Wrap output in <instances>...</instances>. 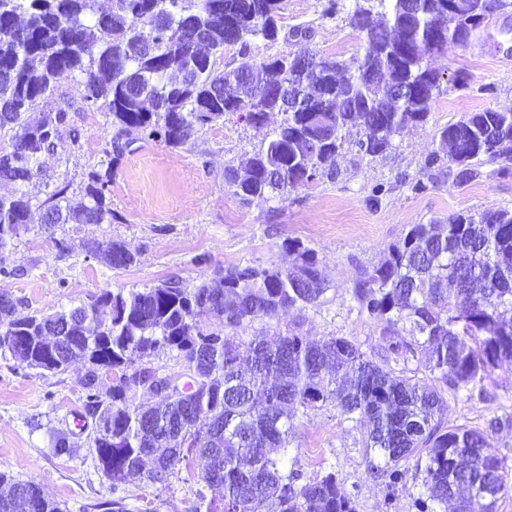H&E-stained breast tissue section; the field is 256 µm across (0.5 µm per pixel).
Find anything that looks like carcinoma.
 <instances>
[{
    "label": "carcinoma",
    "instance_id": "obj_1",
    "mask_svg": "<svg viewBox=\"0 0 512 512\" xmlns=\"http://www.w3.org/2000/svg\"><path fill=\"white\" fill-rule=\"evenodd\" d=\"M282 2L110 0L100 10L97 0H0V132L11 133V150L0 152V184L14 187L0 195V272L30 223L26 184L57 150L68 122L63 109L38 111L59 76L78 77L81 100L109 116L116 134L101 168L88 173L85 202L70 206L62 188L36 206L46 227L112 223V163L129 144L147 136L183 147L200 128L234 114L257 128L270 114L281 119L241 167H224V183L245 202L283 200L313 173L336 175L331 163L348 131H357V154L375 158L403 129L424 123L447 71L438 58L450 45L468 46L507 6L471 0L467 15L452 10V0H416L415 14L405 17L400 0H375L347 14L364 35L362 56L281 51L257 61L251 41L288 42L278 26ZM234 46L238 65L218 67ZM285 84L316 111L282 110ZM436 138L427 164L454 185L479 179L488 164L502 177L512 174V109L467 112ZM285 248L297 255L291 269L235 265L191 288L174 281L126 294L104 289L46 315H16L18 301L1 291L0 353L49 356L56 369L82 363L85 410L99 414L93 443L106 479L142 476L166 485L184 464L202 483L198 512H357L332 471L298 483L293 420L327 406L367 425V473L382 481L387 506L409 491L401 465L413 462L422 487L412 496L416 512L450 501L454 512H498L512 474L488 453L487 431L448 425L447 394L512 366V209L409 225L352 288L358 314L379 336L370 352L344 336L313 343L296 326L273 346L242 342L244 324L301 313L327 291L316 252L298 240ZM96 251L114 269L137 262L121 242ZM204 312L222 343L202 337L196 318ZM46 329L57 336L51 356L37 340ZM160 347L182 357L193 392L144 402L115 383L107 398L96 393L100 367H133ZM433 379L443 388L429 385ZM40 492L0 471V512H13V501L24 498L33 512H67Z\"/></svg>",
    "mask_w": 512,
    "mask_h": 512
}]
</instances>
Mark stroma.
<instances>
[{
	"label": "stroma",
	"instance_id": "35a3bbf8",
	"mask_svg": "<svg viewBox=\"0 0 512 512\" xmlns=\"http://www.w3.org/2000/svg\"><path fill=\"white\" fill-rule=\"evenodd\" d=\"M327 5L328 0H284L280 26L305 28L306 36L286 43L254 41L252 56L261 60L285 49L342 60L361 56L363 38L346 20L353 0H344L342 11L333 15L326 14ZM441 63L449 71L465 72L467 79L443 84L426 124L405 129L390 152L373 159H360L354 146H346L336 159L335 178L316 177L283 200L245 203L225 185V166L238 165L258 150L265 135L237 117L199 129L177 149L158 139L135 141L113 169L111 223L48 228L32 220L15 241L11 272L0 274V290L17 299L20 314L51 313L105 288L126 292L170 281L190 287L222 277L230 265L288 267L295 257L284 244L294 239L316 251L328 284L324 298L304 312L247 324L239 331L241 340H273L296 322L314 341L345 336L363 349L375 347L374 326L358 315L350 297L360 273L377 265L408 225L459 212L512 209V175L458 187L426 166L440 128L466 112L512 109V6L494 13L467 48H449ZM48 106L67 111L79 140L45 156L44 169L29 190L41 202L64 186L76 203L115 130L102 112L80 102L74 75L58 79ZM417 179L425 184L419 192L411 189ZM109 241L124 243L137 262L123 270L110 268L95 251ZM82 374L78 365L49 372L0 357V470L36 483L68 512H93V504L108 499L123 500L130 512H194L200 484L187 470L175 473L164 490L137 480L110 483L95 467V423L85 413ZM509 417L512 367L495 370L483 395L464 391L448 399L452 426L488 429L491 421ZM55 431L67 434L68 451L52 447ZM294 432L302 481L331 468L346 492L355 493L358 512H415L406 493L385 506L382 485L366 472L360 430L336 409L298 416Z\"/></svg>",
	"mask_w": 512,
	"mask_h": 512
}]
</instances>
